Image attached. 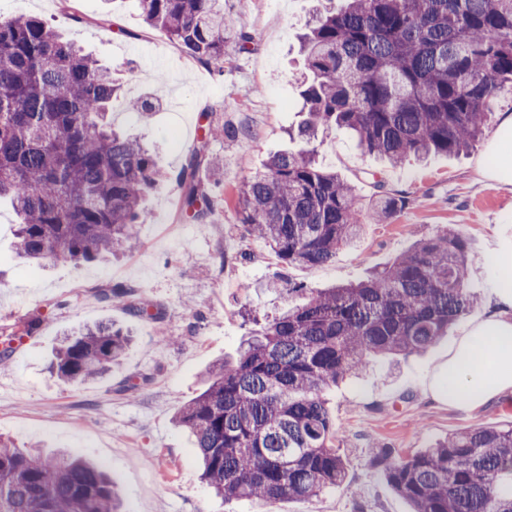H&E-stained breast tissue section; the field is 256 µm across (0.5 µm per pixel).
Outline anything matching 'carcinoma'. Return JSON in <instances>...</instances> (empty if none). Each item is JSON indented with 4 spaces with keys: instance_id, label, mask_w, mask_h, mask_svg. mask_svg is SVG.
<instances>
[{
    "instance_id": "obj_1",
    "label": "carcinoma",
    "mask_w": 512,
    "mask_h": 512,
    "mask_svg": "<svg viewBox=\"0 0 512 512\" xmlns=\"http://www.w3.org/2000/svg\"><path fill=\"white\" fill-rule=\"evenodd\" d=\"M147 25L193 58L224 62V0H138ZM307 148L278 153L238 193L248 233L286 265L329 264L357 247L363 211L352 188L319 167V134L345 128L392 165L458 154L482 134L488 104L512 93V0H345L315 15L303 40ZM112 72L46 22L0 19V202L18 224L15 249L31 262L104 260L136 247L141 207L161 161L109 115ZM211 121L207 139L237 137ZM182 172V208L213 212L196 171ZM403 197L377 186L372 215L389 219ZM469 245L453 229L417 240L369 277L334 288L288 289L304 301L265 320L235 359L212 366L177 411L193 438L201 479L226 500L274 504L342 485L347 459L324 391L374 356H414L474 305ZM128 332L98 323L66 335L51 373L68 383L106 375ZM413 512H512V427H473L403 456L373 459ZM0 512H119L97 465L44 455L0 436Z\"/></svg>"
}]
</instances>
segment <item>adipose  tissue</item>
Wrapping results in <instances>:
<instances>
[{
    "label": "adipose tissue",
    "mask_w": 512,
    "mask_h": 512,
    "mask_svg": "<svg viewBox=\"0 0 512 512\" xmlns=\"http://www.w3.org/2000/svg\"><path fill=\"white\" fill-rule=\"evenodd\" d=\"M481 174L490 185L512 186V113H502ZM485 314L467 323L425 389L434 400L476 409L512 393V256L504 258Z\"/></svg>",
    "instance_id": "obj_1"
}]
</instances>
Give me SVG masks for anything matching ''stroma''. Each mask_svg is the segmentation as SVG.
<instances>
[{"label": "stroma", "mask_w": 512, "mask_h": 512, "mask_svg": "<svg viewBox=\"0 0 512 512\" xmlns=\"http://www.w3.org/2000/svg\"><path fill=\"white\" fill-rule=\"evenodd\" d=\"M318 5L224 0L227 21L255 42L244 51L228 38L224 63L215 66L148 26L136 0H0V17L39 18L109 68L121 85L113 121L161 159L158 186L142 204L147 219L137 247L106 263H23L14 249L16 218L0 205V348H12L0 362V434L22 448L64 450L101 466L115 482L122 512H411L372 465L376 451L409 455L463 428L512 425V395L474 411L424 395L422 383L459 337L460 322L426 353L375 359L362 376L326 391L336 446L349 466L345 484L324 495L272 505L224 500L200 480L192 440L173 422L201 391L208 368L235 356L252 327L242 311L263 319L300 304L288 284L359 281L416 239L451 227L471 248L476 316L486 309L497 261L512 251V187L489 186L478 166L497 114L512 113L507 95L492 101L487 133L468 152L425 164L383 163L343 129L320 139V164L350 184L362 206H370L379 184L406 198L389 220L367 221L359 247L340 251L333 263L283 266L245 233L239 190L271 155L304 146L288 136L305 118L297 36ZM141 96L155 102L145 118L126 106ZM212 119L238 128V138L206 140ZM203 141L220 165L196 173L214 198L209 221L197 223L181 211L180 174ZM113 288L152 304L158 318L132 317L125 300L105 299ZM101 322L133 335L120 364L83 384L51 377L48 365L62 335Z\"/></svg>", "instance_id": "stroma-1"}]
</instances>
